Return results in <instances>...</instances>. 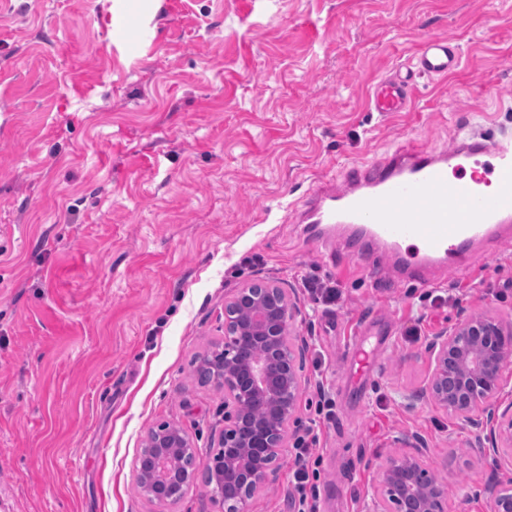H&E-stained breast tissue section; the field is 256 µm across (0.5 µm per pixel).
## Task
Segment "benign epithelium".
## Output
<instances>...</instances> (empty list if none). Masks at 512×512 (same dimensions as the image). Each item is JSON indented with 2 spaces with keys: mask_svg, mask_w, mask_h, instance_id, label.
<instances>
[{
  "mask_svg": "<svg viewBox=\"0 0 512 512\" xmlns=\"http://www.w3.org/2000/svg\"><path fill=\"white\" fill-rule=\"evenodd\" d=\"M294 315L292 296L272 282L246 284L224 302V340L201 359L209 378L224 385L218 450L202 461L180 426L149 429L138 459L145 497L174 504L201 477L224 512H246L254 494L273 481L304 386L289 339ZM429 350V399L482 430L479 450L512 464V401H498L501 372L512 362V324L468 314L435 336ZM253 401L264 404L262 414L251 412ZM404 442L411 451L390 457L378 470L369 512H448L447 489L426 462L424 442ZM485 493L493 512H512V477Z\"/></svg>",
  "mask_w": 512,
  "mask_h": 512,
  "instance_id": "7a95c632",
  "label": "benign epithelium"
}]
</instances>
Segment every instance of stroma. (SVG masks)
I'll use <instances>...</instances> for the list:
<instances>
[{"instance_id": "1", "label": "stroma", "mask_w": 512, "mask_h": 512, "mask_svg": "<svg viewBox=\"0 0 512 512\" xmlns=\"http://www.w3.org/2000/svg\"><path fill=\"white\" fill-rule=\"evenodd\" d=\"M430 35L459 45L457 73L418 79L411 111H370ZM465 127L512 131V0H0V512H219L200 483L148 500L136 461L164 422L199 459L217 448L224 388L194 369L253 281L296 296L291 435L319 436L320 512H366L413 434L448 512H492L484 489L512 467L472 454L478 430L424 388L460 313L512 320V240L422 287L377 275L384 254L307 244L292 214L320 177ZM365 327L379 368L361 393L345 348ZM293 458L248 512H293Z\"/></svg>"}]
</instances>
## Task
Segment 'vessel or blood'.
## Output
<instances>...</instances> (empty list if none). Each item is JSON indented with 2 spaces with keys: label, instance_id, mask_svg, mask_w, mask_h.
<instances>
[{
  "label": "vessel or blood",
  "instance_id": "1",
  "mask_svg": "<svg viewBox=\"0 0 512 512\" xmlns=\"http://www.w3.org/2000/svg\"><path fill=\"white\" fill-rule=\"evenodd\" d=\"M460 64L454 41L426 37L409 65L377 82L371 111H410L417 78L443 79ZM486 155L496 176L489 196L480 177L464 178L465 166ZM293 213L318 245L341 231L356 256L388 250L403 280L436 284L435 270H467L477 246L492 251L512 239V134L495 141L464 134L449 150L415 140L351 163L340 176L318 180ZM346 352L357 382H364L374 367L366 337H354Z\"/></svg>",
  "mask_w": 512,
  "mask_h": 512
}]
</instances>
